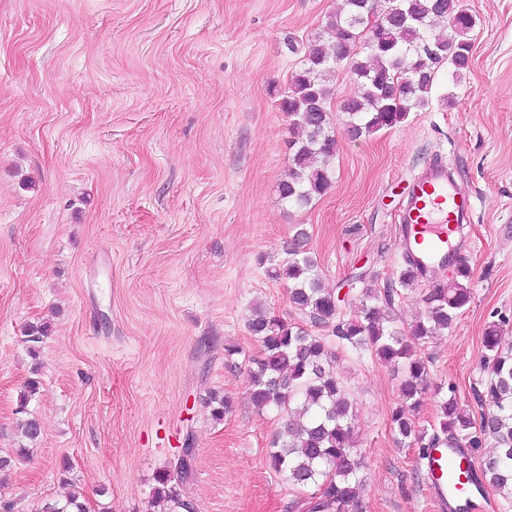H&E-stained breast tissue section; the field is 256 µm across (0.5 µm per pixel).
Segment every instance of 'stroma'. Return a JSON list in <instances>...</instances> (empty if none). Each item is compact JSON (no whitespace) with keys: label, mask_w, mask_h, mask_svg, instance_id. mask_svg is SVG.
Returning <instances> with one entry per match:
<instances>
[{"label":"stroma","mask_w":512,"mask_h":512,"mask_svg":"<svg viewBox=\"0 0 512 512\" xmlns=\"http://www.w3.org/2000/svg\"><path fill=\"white\" fill-rule=\"evenodd\" d=\"M341 3L0 0V455L34 448L0 475L14 512L65 495V463L88 512H147L187 442L194 512H301L309 489L268 461L284 420L249 398L261 349L251 309L302 323L266 274L302 224L344 314L361 289L392 287L401 327L413 324L428 286L400 283V193L436 158L473 200L471 299L447 335L417 348L429 378L413 419L432 428L451 384L480 416L488 325L503 322L512 346V0H462L475 18L469 69L456 79L441 67L428 102L392 128L349 135L341 105L361 86L336 69L332 185L299 208L279 193L293 137L279 103L300 45ZM30 324L48 327L34 348ZM336 356L363 512H437L417 447L392 430L398 377L370 351ZM34 376L32 445L18 404ZM215 392L232 404L220 421Z\"/></svg>","instance_id":"stroma-1"}]
</instances>
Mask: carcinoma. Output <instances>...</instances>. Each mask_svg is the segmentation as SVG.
Masks as SVG:
<instances>
[{
    "label": "carcinoma",
    "mask_w": 512,
    "mask_h": 512,
    "mask_svg": "<svg viewBox=\"0 0 512 512\" xmlns=\"http://www.w3.org/2000/svg\"><path fill=\"white\" fill-rule=\"evenodd\" d=\"M395 13L370 29L365 22L373 0H344L327 26L333 54L318 41L307 46L305 67L292 76L280 109L293 120L301 136L291 141L288 179L280 184L282 200L304 207L324 195L332 185L331 163L336 138L331 134L327 77L346 65L362 87V95L348 100L343 110L351 116L348 132L355 138L373 135L402 122L411 109L427 102L440 65L446 63L459 77L469 69L472 45L468 34L473 17L459 0H393ZM448 24L450 36L442 40L431 33V23ZM365 39L367 57L360 60L353 47ZM441 43L438 56L426 46ZM308 232L295 227L283 246V259L268 275L288 283V302L311 326L329 333L319 336L259 308L248 328L261 342L252 359L250 397L255 406L288 415V439L272 441L271 467L285 473L296 485H312L315 493L302 505L305 512H360L364 486L361 462L353 440V404L336 371L335 355L327 338L344 347L370 351L379 361L401 373V405L392 415L395 434L418 446L424 454L445 440L465 448H479L491 438L495 452L470 469L468 481L490 487L512 498V351L499 347L501 324L488 326L483 337L487 380L476 392L488 407L476 421L457 400L455 386L438 404L436 429L416 428L412 412L421 405L428 384V369L417 346L451 330L470 300L471 272L463 267L446 283H439L422 297L425 311L408 330L397 324L392 304L395 290L364 288L359 312L350 317L339 306L335 292L324 287L318 264L307 248ZM190 472L165 470L156 477L152 502L163 503V512H189L181 486ZM72 487L62 500L46 501L40 512H86L82 492Z\"/></svg>",
    "instance_id": "obj_1"
}]
</instances>
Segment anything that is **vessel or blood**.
<instances>
[{
	"mask_svg": "<svg viewBox=\"0 0 512 512\" xmlns=\"http://www.w3.org/2000/svg\"><path fill=\"white\" fill-rule=\"evenodd\" d=\"M403 206L401 245L428 277L445 271L446 263L463 249L456 243L458 227L472 213V199L454 184L443 161H436L407 186ZM464 456L457 448H434L423 459L439 512L449 501L471 502L464 472Z\"/></svg>",
	"mask_w": 512,
	"mask_h": 512,
	"instance_id": "obj_1",
	"label": "vessel or blood"
}]
</instances>
